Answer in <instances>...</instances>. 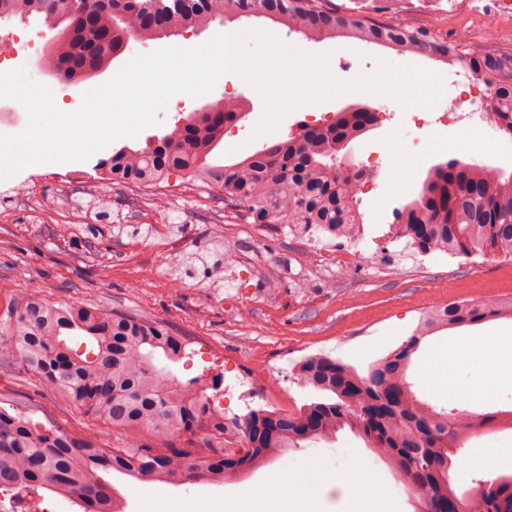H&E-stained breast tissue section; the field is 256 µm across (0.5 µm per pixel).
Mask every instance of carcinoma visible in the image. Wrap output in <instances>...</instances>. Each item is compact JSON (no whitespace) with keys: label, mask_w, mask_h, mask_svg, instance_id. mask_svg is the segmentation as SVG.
Instances as JSON below:
<instances>
[{"label":"carcinoma","mask_w":512,"mask_h":512,"mask_svg":"<svg viewBox=\"0 0 512 512\" xmlns=\"http://www.w3.org/2000/svg\"><path fill=\"white\" fill-rule=\"evenodd\" d=\"M65 2L0 0V23L37 19L52 30L60 22L56 10ZM251 16L268 18L308 41L351 39L400 54L461 62L491 91L488 111L494 124L512 131V52L483 53L463 35L448 39L426 28L381 24L339 12L330 0H200L188 11L169 9L152 21L131 11L122 24L113 23L109 12L89 23L72 15L71 32L54 44L50 62L67 84L85 69H108L132 37L154 41L164 28L179 33ZM244 117L237 103L192 112L157 140L113 149L95 170L120 186L158 187L174 175L199 181L224 193V204L248 224H286L301 234L345 237L349 226L363 223L358 191L344 175L341 159L347 157L350 131L362 135L376 124L370 106L339 112L326 126L309 125L234 162H207L224 140V130ZM397 221L396 236L408 239L422 255L512 256V174L459 159L435 164L418 196L397 212ZM17 304L0 324L5 361L33 372L74 406L115 427L160 434L205 431L208 439L220 441L232 427L247 438L243 455L226 460L220 452L195 467L189 448L111 450L93 437L39 427L24 403L10 411L0 408V489L26 501L55 493L83 512H121L110 480L114 471L170 485L229 483L287 448L329 441L346 428L396 471L419 458V470L406 476L416 483V498L436 512L448 504L450 475L440 469L443 448L460 451L491 418L437 411L418 399L407 380L412 356L423 338L439 331L512 319V298L450 302L427 312L412 335L371 363L365 375L328 355L304 358L298 376L318 397L299 412L251 410L228 424L197 381L182 382L165 369L185 357L186 341L159 322L85 301L54 303L39 288L22 293ZM485 484L471 512H512V472Z\"/></svg>","instance_id":"carcinoma-1"}]
</instances>
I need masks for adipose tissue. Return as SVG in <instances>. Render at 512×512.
Returning a JSON list of instances; mask_svg holds the SVG:
<instances>
[{"label":"adipose tissue","mask_w":512,"mask_h":512,"mask_svg":"<svg viewBox=\"0 0 512 512\" xmlns=\"http://www.w3.org/2000/svg\"><path fill=\"white\" fill-rule=\"evenodd\" d=\"M450 367H466L464 382L474 389L488 386V370L496 365L512 367V343L482 340L458 343L448 358ZM335 486L347 500L367 503L381 495L374 474L359 460L349 457L335 466L322 467L312 459L303 467L288 466L280 469L265 485L246 492L232 512H265V503L271 500L288 502L312 495L319 482Z\"/></svg>","instance_id":"ef3b65f1"}]
</instances>
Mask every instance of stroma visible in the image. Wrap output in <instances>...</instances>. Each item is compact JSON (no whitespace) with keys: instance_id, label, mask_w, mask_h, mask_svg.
Segmentation results:
<instances>
[{"instance_id":"obj_1","label":"stroma","mask_w":512,"mask_h":512,"mask_svg":"<svg viewBox=\"0 0 512 512\" xmlns=\"http://www.w3.org/2000/svg\"><path fill=\"white\" fill-rule=\"evenodd\" d=\"M383 23L427 28L447 35L454 28L481 36L477 9L454 0H406L403 11H371ZM260 29L310 53H330V70L342 80L371 72L377 60L413 65L445 77L444 101L459 93L460 64L399 55L388 48L343 39L306 41L282 25L264 18L211 24L177 36L181 48L199 46L219 33ZM130 40L102 75L78 85H57V108L69 111L85 92L106 83L144 50ZM225 97L244 98L247 115L224 134L218 156L232 161L256 151L269 140L297 133L305 114L319 119L354 103H371L370 94L351 92L288 113L276 131L254 136L264 104L260 94L241 76L223 75L214 89L191 101L170 99L160 125L141 131L136 143L171 132L176 122L204 105ZM383 111L370 131L348 147L352 163L379 157L382 166L374 189L360 193L364 232L356 246L365 261L344 271L335 264L315 261V248L345 246L346 241L321 232L302 236L285 224H249L225 210L221 195L185 188L170 180L163 190L127 188L99 179L94 166L109 157L111 148L82 161L29 165L9 180L0 181V320L15 308L23 288L34 284L53 302L87 300L110 310L143 314L187 341L192 371L175 368L183 381L197 379L215 388L224 400V418L232 420L253 409L296 413L314 399L311 387L296 375L305 357L325 354L358 371L402 344L424 311L448 302H475L488 296L512 297V257H472L433 253L422 255L396 238L393 211L418 192L428 169L450 156L463 158L465 141L461 115L452 111L447 122L429 113L428 125L415 128L410 110L388 98L377 100ZM441 137L446 152H426L413 158L414 140ZM206 261L185 269L188 256ZM469 339L512 340V319L443 330L426 338L408 369L416 395L435 409L486 414L512 410V384L492 393L472 394L434 390L426 378L433 359L456 342ZM24 403L33 422L55 425L75 436L93 435L101 444L123 448L135 443L152 448L210 449L199 436L162 435L148 430L115 428L73 407L60 394L46 389L32 373L0 368V406ZM497 449L499 463L485 467L486 453ZM462 467L453 468L452 483L473 488L494 473L512 472V428L492 429L470 438L461 450ZM352 456L376 475L382 487L392 488L380 512H415L397 475L353 433L343 431L331 441L289 450L265 466L225 484L195 481L180 486L142 482L116 473L112 483L123 512H145L147 499L163 497L181 505V512H209L218 503L233 504L245 489L265 482L288 464L316 457L333 465Z\"/></svg>"}]
</instances>
